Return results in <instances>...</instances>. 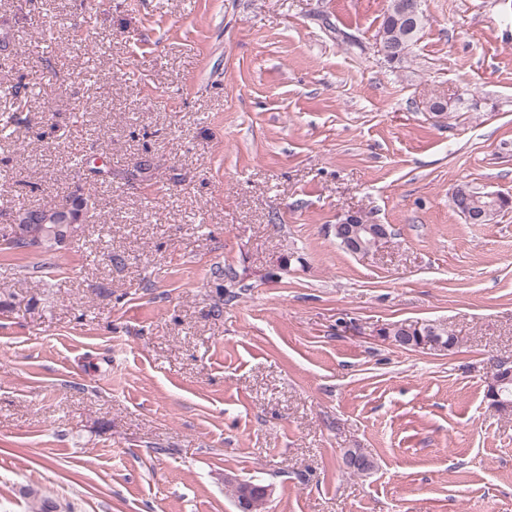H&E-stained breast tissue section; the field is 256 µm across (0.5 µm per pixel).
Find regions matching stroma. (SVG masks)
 I'll list each match as a JSON object with an SVG mask.
<instances>
[{
  "instance_id": "1",
  "label": "stroma",
  "mask_w": 512,
  "mask_h": 512,
  "mask_svg": "<svg viewBox=\"0 0 512 512\" xmlns=\"http://www.w3.org/2000/svg\"><path fill=\"white\" fill-rule=\"evenodd\" d=\"M422 5L392 62L388 0H0V236L96 203L0 249V512H512V207L452 204L512 195V0ZM486 192L478 191L477 188L473 187H459L453 196L454 207L458 210L460 214L464 216L466 221L467 219V209L463 207L466 201V196L469 199V205L472 206V209H487L491 212V216H494L503 208L509 207V203L511 204V198L500 195L497 199L489 198L494 197L496 192H489L488 197L485 196ZM24 207L21 206L15 216L16 224H13L11 236L1 243L4 250L34 248L49 253L63 243L67 233V226L63 224H68L69 236L73 225L80 223L79 218L69 212L68 204L45 206L42 224L37 218L38 209ZM372 225L375 224H339L343 233V238L350 245L351 249L358 252H368L370 249L377 247L387 236L384 234L381 227ZM369 235V248L364 249L366 243L363 241V236ZM381 336H387L393 343H398L404 348L417 347L420 345L418 336H438L443 351H452L456 348L458 339L448 333L444 327L439 324H412L399 323L383 329ZM249 486H250L249 494L246 493L245 496L243 497V494H244L246 488H248ZM264 487H268V486L260 484V483H254L251 481L238 483L237 486L235 487V499H236L235 501H236L237 508H238V503L240 504V502H241V504L239 505V511H241V512L249 511V508H247V505H248L247 503L249 501V495H250L251 507H252L250 512H262L263 505H264V500H263L264 494L262 491H263Z\"/></svg>"
}]
</instances>
